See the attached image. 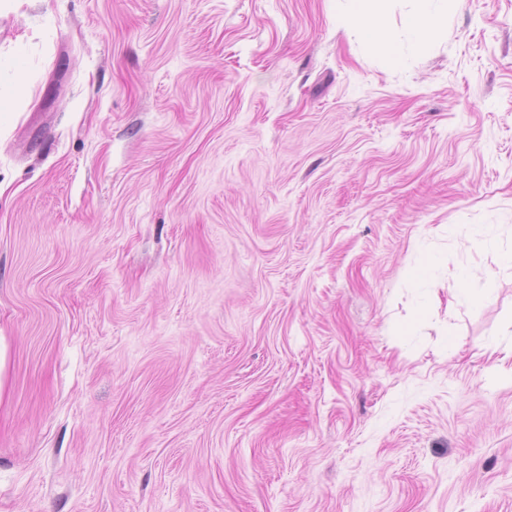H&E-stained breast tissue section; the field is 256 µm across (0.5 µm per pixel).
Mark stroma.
<instances>
[{"label":"stroma","instance_id":"stroma-1","mask_svg":"<svg viewBox=\"0 0 512 512\" xmlns=\"http://www.w3.org/2000/svg\"><path fill=\"white\" fill-rule=\"evenodd\" d=\"M399 50L336 0L0 14V512H512L464 236L512 246V0Z\"/></svg>","mask_w":512,"mask_h":512}]
</instances>
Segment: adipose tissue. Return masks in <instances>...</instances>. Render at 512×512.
<instances>
[{
  "instance_id": "obj_1",
  "label": "adipose tissue",
  "mask_w": 512,
  "mask_h": 512,
  "mask_svg": "<svg viewBox=\"0 0 512 512\" xmlns=\"http://www.w3.org/2000/svg\"><path fill=\"white\" fill-rule=\"evenodd\" d=\"M390 0H336L337 19L341 24L353 26L377 44L387 61L401 60L397 36L390 19ZM413 8L403 19V28L414 40L423 46L437 40L448 22V11L459 0H446L444 6H437L436 0H412Z\"/></svg>"
}]
</instances>
